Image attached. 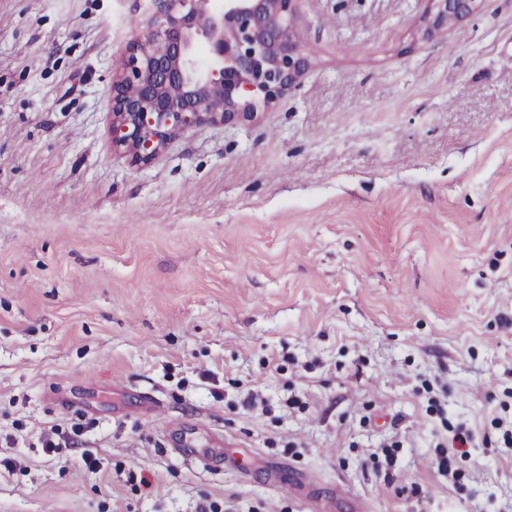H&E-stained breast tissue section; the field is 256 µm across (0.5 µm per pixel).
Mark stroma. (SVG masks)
I'll return each instance as SVG.
<instances>
[{
  "mask_svg": "<svg viewBox=\"0 0 512 512\" xmlns=\"http://www.w3.org/2000/svg\"><path fill=\"white\" fill-rule=\"evenodd\" d=\"M145 10L0 0V512H512V0H300L279 103L135 166ZM434 4L433 25L459 21L473 15L480 0H431Z\"/></svg>",
  "mask_w": 512,
  "mask_h": 512,
  "instance_id": "35a3bbf8",
  "label": "stroma"
}]
</instances>
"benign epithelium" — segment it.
Wrapping results in <instances>:
<instances>
[{
    "instance_id": "7a95c632",
    "label": "benign epithelium",
    "mask_w": 512,
    "mask_h": 512,
    "mask_svg": "<svg viewBox=\"0 0 512 512\" xmlns=\"http://www.w3.org/2000/svg\"><path fill=\"white\" fill-rule=\"evenodd\" d=\"M112 86V148L148 165L182 130L251 122L308 66L293 27L299 0H150ZM432 23L473 15L480 0H432Z\"/></svg>"
}]
</instances>
